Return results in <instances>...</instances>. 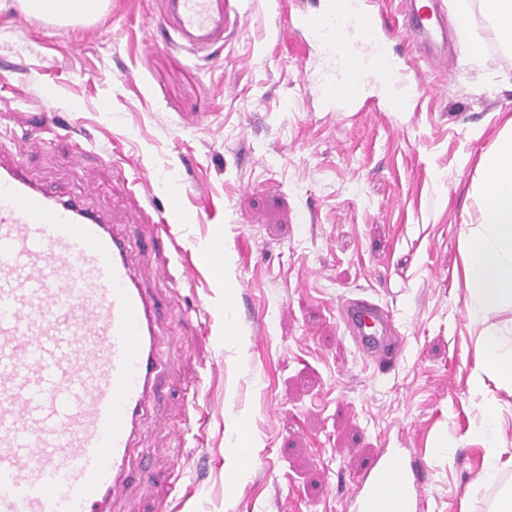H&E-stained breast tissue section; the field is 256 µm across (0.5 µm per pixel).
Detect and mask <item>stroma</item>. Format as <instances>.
<instances>
[{
    "label": "stroma",
    "instance_id": "stroma-1",
    "mask_svg": "<svg viewBox=\"0 0 512 512\" xmlns=\"http://www.w3.org/2000/svg\"><path fill=\"white\" fill-rule=\"evenodd\" d=\"M276 7L236 0L223 47L197 53L153 43L159 0H110L66 26L0 11V125L24 131L31 179L86 198L131 239L168 231L195 268L190 283L175 263L158 280L159 256L130 255L163 306L166 365L136 451L185 470L179 512H336L372 451L402 441L426 469L425 512H491L512 489V466L482 481L488 441L512 453V388L491 371L473 382L482 327L468 315L463 239L478 225L481 160L512 118V51L475 2L480 59L461 40L435 60L394 39L446 82L413 112L334 117L301 92L307 63ZM36 116L76 130L83 162ZM352 295L392 310L405 338L393 373L375 372L340 322ZM192 395L185 432L173 414ZM238 470L232 495L225 476ZM174 497L138 480L114 509L156 512Z\"/></svg>",
    "mask_w": 512,
    "mask_h": 512
}]
</instances>
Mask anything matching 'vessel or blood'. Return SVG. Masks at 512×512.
I'll return each mask as SVG.
<instances>
[{"instance_id":"vessel-or-blood-1","label":"vessel or blood","mask_w":512,"mask_h":512,"mask_svg":"<svg viewBox=\"0 0 512 512\" xmlns=\"http://www.w3.org/2000/svg\"><path fill=\"white\" fill-rule=\"evenodd\" d=\"M292 0L279 22L311 62L303 89L322 111L408 112L429 88L390 51L394 37L447 36L443 0H408L398 27L376 0ZM228 0H161L159 36L206 49L224 40ZM130 240L78 199L0 163V512H111L131 475L162 372L159 302L140 286ZM359 353L382 373L404 345L393 313L359 297L339 308ZM404 448L355 474L353 512H422L426 480ZM399 483L397 501L384 491Z\"/></svg>"}]
</instances>
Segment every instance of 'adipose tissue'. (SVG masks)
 Wrapping results in <instances>:
<instances>
[{"instance_id":"obj_1","label":"adipose tissue","mask_w":512,"mask_h":512,"mask_svg":"<svg viewBox=\"0 0 512 512\" xmlns=\"http://www.w3.org/2000/svg\"><path fill=\"white\" fill-rule=\"evenodd\" d=\"M17 4L27 14L77 24L97 19L106 0H73L71 11L64 15L56 13L54 0H17ZM477 200L479 227L466 240L463 278L469 316L479 322L501 307H512V118L483 158Z\"/></svg>"}]
</instances>
